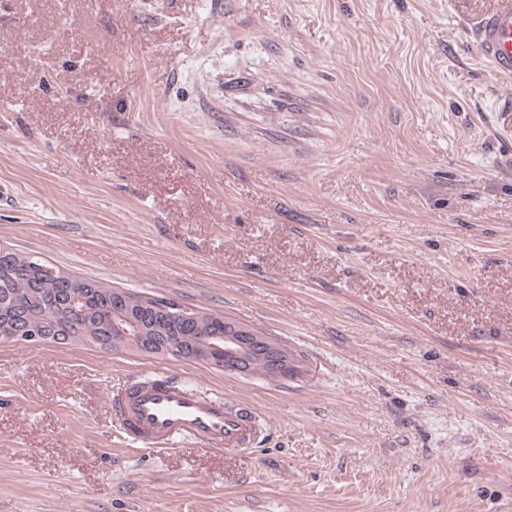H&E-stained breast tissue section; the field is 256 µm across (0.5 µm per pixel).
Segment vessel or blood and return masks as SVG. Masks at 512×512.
<instances>
[{"instance_id":"obj_1","label":"vessel or blood","mask_w":512,"mask_h":512,"mask_svg":"<svg viewBox=\"0 0 512 512\" xmlns=\"http://www.w3.org/2000/svg\"><path fill=\"white\" fill-rule=\"evenodd\" d=\"M470 32L492 71L511 78L512 0H496L492 9L472 20ZM109 407L125 437L155 450L182 441L199 447L246 448L258 434L257 418L249 409L166 375L127 381L112 393Z\"/></svg>"}]
</instances>
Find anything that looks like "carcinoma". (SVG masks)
<instances>
[{"mask_svg": "<svg viewBox=\"0 0 512 512\" xmlns=\"http://www.w3.org/2000/svg\"><path fill=\"white\" fill-rule=\"evenodd\" d=\"M52 265L12 251L0 255V327L32 332L53 331L75 337L74 344L93 347L112 334L113 322L125 321L146 341L162 338L178 350L197 347L203 336L224 334L225 322L233 318L203 311L201 318L165 315L154 305L166 302L159 296L128 292L131 302L112 303V289L91 278L70 272L51 277Z\"/></svg>", "mask_w": 512, "mask_h": 512, "instance_id": "carcinoma-1", "label": "carcinoma"}]
</instances>
